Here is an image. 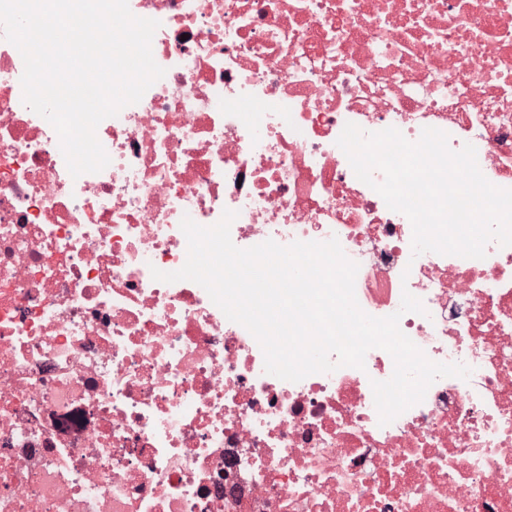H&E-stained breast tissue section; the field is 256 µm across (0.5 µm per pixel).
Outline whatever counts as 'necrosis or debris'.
<instances>
[{"instance_id":"necrosis-or-debris-1","label":"necrosis or debris","mask_w":512,"mask_h":512,"mask_svg":"<svg viewBox=\"0 0 512 512\" xmlns=\"http://www.w3.org/2000/svg\"><path fill=\"white\" fill-rule=\"evenodd\" d=\"M163 78L72 176L0 32V512H512V246L412 253L346 123L424 128L512 189V0H128ZM233 243L337 238L374 317L470 367L380 425L364 369L289 382L199 284L183 217Z\"/></svg>"}]
</instances>
